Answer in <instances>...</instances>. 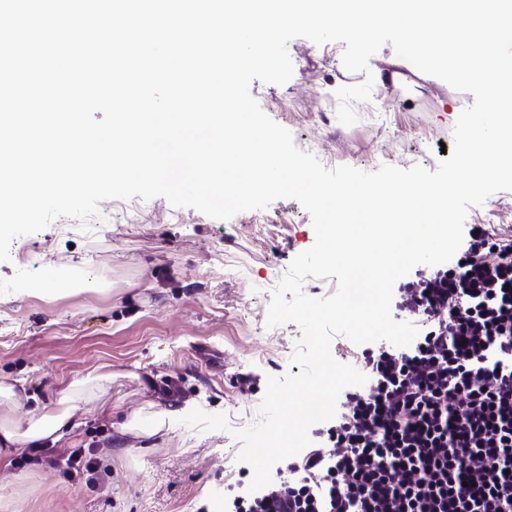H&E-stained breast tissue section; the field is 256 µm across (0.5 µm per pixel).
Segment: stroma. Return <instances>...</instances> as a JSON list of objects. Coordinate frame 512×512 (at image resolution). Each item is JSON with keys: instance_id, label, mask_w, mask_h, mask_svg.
<instances>
[{"instance_id": "stroma-1", "label": "stroma", "mask_w": 512, "mask_h": 512, "mask_svg": "<svg viewBox=\"0 0 512 512\" xmlns=\"http://www.w3.org/2000/svg\"><path fill=\"white\" fill-rule=\"evenodd\" d=\"M344 48L294 38L292 78L256 80L250 92L327 169L436 170L473 95L420 72L388 44L370 58L369 74L348 71ZM369 77L370 98L353 105L357 122L341 124L337 90ZM466 221L512 237V191L471 207ZM314 242L311 216L293 199L221 221L162 196L106 199L87 222L61 216L15 238L12 250L36 260L0 261V375L28 396L15 419L27 421L71 381L103 372L112 375L109 398L118 409L78 412V427L54 446L59 454L96 444L94 478L70 482L52 466L19 469L14 457L1 458L9 512H223L219 500L253 477L238 459L237 430L259 422L269 378L300 371L290 363L300 327H271L267 316L273 289ZM80 273L104 289L61 294L46 285ZM151 403L222 414L228 427L175 422L128 457L114 425Z\"/></svg>"}]
</instances>
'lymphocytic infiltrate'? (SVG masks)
<instances>
[{
    "instance_id": "f902f5d3",
    "label": "lymphocytic infiltrate",
    "mask_w": 512,
    "mask_h": 512,
    "mask_svg": "<svg viewBox=\"0 0 512 512\" xmlns=\"http://www.w3.org/2000/svg\"><path fill=\"white\" fill-rule=\"evenodd\" d=\"M406 347L364 349L367 381L345 388L319 444L234 512H512V239L464 227L448 263L396 290ZM50 462L95 474V448Z\"/></svg>"
}]
</instances>
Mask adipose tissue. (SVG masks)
I'll return each instance as SVG.
<instances>
[{
	"mask_svg": "<svg viewBox=\"0 0 512 512\" xmlns=\"http://www.w3.org/2000/svg\"><path fill=\"white\" fill-rule=\"evenodd\" d=\"M111 380L108 373L75 380L55 407L21 423L13 419L12 413L22 405L25 395L18 391L14 381L0 378V454H19L41 442L58 443L76 429L78 410L89 405L108 408L106 394Z\"/></svg>",
	"mask_w": 512,
	"mask_h": 512,
	"instance_id": "1",
	"label": "adipose tissue"
}]
</instances>
